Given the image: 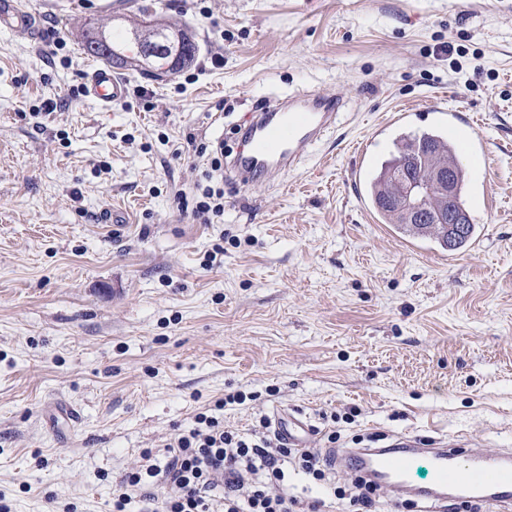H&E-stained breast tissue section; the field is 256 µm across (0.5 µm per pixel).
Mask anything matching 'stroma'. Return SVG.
I'll list each match as a JSON object with an SVG mask.
<instances>
[{
    "mask_svg": "<svg viewBox=\"0 0 512 512\" xmlns=\"http://www.w3.org/2000/svg\"><path fill=\"white\" fill-rule=\"evenodd\" d=\"M27 2L65 46L0 30V512H112L144 449L236 391L226 428L298 412L319 450L512 448V0H135L196 58L124 71L152 106L109 110L78 92L77 35L133 5ZM297 90L346 102L306 166L267 187L225 174L223 223L182 210L209 167L186 134L232 149ZM448 105L488 147L458 250L382 223L365 193Z\"/></svg>",
    "mask_w": 512,
    "mask_h": 512,
    "instance_id": "obj_1",
    "label": "stroma"
}]
</instances>
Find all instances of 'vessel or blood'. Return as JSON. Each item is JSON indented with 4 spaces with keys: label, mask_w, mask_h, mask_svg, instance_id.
<instances>
[{
    "label": "vessel or blood",
    "mask_w": 512,
    "mask_h": 512,
    "mask_svg": "<svg viewBox=\"0 0 512 512\" xmlns=\"http://www.w3.org/2000/svg\"><path fill=\"white\" fill-rule=\"evenodd\" d=\"M2 29L22 32L35 40L41 37L37 15L23 0H0ZM127 92V82L107 67L93 68L85 83L86 96L104 108L124 101ZM340 109L337 97L319 92L270 101L252 115L243 131L241 144L228 163L231 172L241 183L253 185L295 171L335 126ZM478 125L477 118L462 117L452 108L441 132L449 146L481 162L486 158L487 145ZM277 428L292 448L306 447L312 432L307 421L295 416L278 418ZM418 454L431 460V484L414 492L429 512H439L452 498L479 500L495 505L499 512H512V448L489 453L459 440L425 444L417 437L403 436L385 448L342 453L339 460L374 484L403 491L409 461Z\"/></svg>",
    "instance_id": "obj_1"
}]
</instances>
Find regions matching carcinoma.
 Listing matches in <instances>:
<instances>
[{
	"mask_svg": "<svg viewBox=\"0 0 512 512\" xmlns=\"http://www.w3.org/2000/svg\"><path fill=\"white\" fill-rule=\"evenodd\" d=\"M80 42L84 50L113 65L135 67L148 73L161 70V61L166 56L174 58L181 69L194 59L197 50L195 42L180 30L153 20H143L118 35L105 25L90 24L83 30ZM456 157L457 152L448 147V142L435 131L399 137L394 143L391 157L381 164L368 186L382 223L394 224L409 235L435 239L450 250L468 244L475 227L467 209V178L463 169H457L454 197L448 200L435 196L429 204V209L434 213L463 216L466 229L455 239L451 238L445 225L435 224L431 218L416 224L404 222L398 209L395 185L386 177L391 167L403 161L411 167L413 174L424 177L433 166L454 165Z\"/></svg>",
	"mask_w": 512,
	"mask_h": 512,
	"instance_id": "obj_1",
	"label": "carcinoma"
}]
</instances>
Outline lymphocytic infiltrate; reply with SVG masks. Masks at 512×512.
Listing matches in <instances>:
<instances>
[{
    "label": "lymphocytic infiltrate",
    "mask_w": 512,
    "mask_h": 512,
    "mask_svg": "<svg viewBox=\"0 0 512 512\" xmlns=\"http://www.w3.org/2000/svg\"><path fill=\"white\" fill-rule=\"evenodd\" d=\"M188 145L210 157V170L195 186L192 215L210 224L224 216V190L214 185L224 168V144ZM164 461L144 452L140 465L123 476L112 494V512H321L320 501L307 500L288 484L289 469L314 482L327 480L332 463L321 453L287 447L269 420L241 434L216 414L197 413L192 427L166 445ZM352 512H384L387 498L379 486L356 479L335 488Z\"/></svg>",
    "instance_id": "lymphocytic-infiltrate-1"
}]
</instances>
